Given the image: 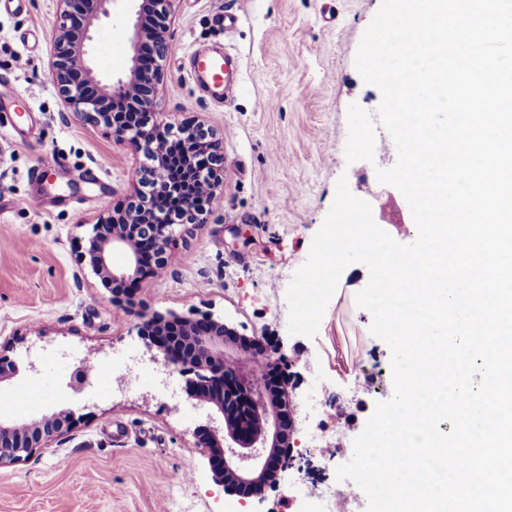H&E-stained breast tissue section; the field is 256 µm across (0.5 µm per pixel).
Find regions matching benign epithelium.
<instances>
[{"label": "benign epithelium", "mask_w": 512, "mask_h": 512, "mask_svg": "<svg viewBox=\"0 0 512 512\" xmlns=\"http://www.w3.org/2000/svg\"><path fill=\"white\" fill-rule=\"evenodd\" d=\"M56 2L59 23L54 29L47 73L63 106L74 116L109 130L116 142L134 152L150 151L152 140L161 136V124L147 128L117 123L111 103L122 99L130 111L148 119L154 115L157 91L163 83L159 61L168 51L165 34L174 0H129L134 8L132 66L116 80L98 75L87 48L92 29L110 15L116 0H92L90 9L86 0ZM148 15L155 22L152 31L145 26ZM180 133L211 147L219 162L213 183L219 187L224 171L222 139L202 123L184 127ZM202 209L203 204H198L190 220L179 226L169 223L165 213L151 212L149 205L143 204L128 209L123 221H112V232L103 237L101 228L108 221L104 217L94 225L82 262L97 276L112 282V303L124 307L125 300L117 287L141 273L150 255L158 259L168 256L178 232L189 233L192 226L203 223ZM116 250L128 256L122 268L112 266L111 256ZM135 318L137 335L145 340L148 350L155 349L162 355L166 374L184 377L196 399L217 413L209 416L206 435L196 444L207 456L214 482L243 501L276 483L278 472L293 460V442L285 424L295 407L286 387V374L278 377L273 391L257 382V373L246 369L250 357L243 351L235 355L228 351L235 329L211 313L193 319L143 309L135 312ZM91 380L89 361L83 359L76 363L66 382L67 392L79 394ZM69 414L60 409L21 422L0 420V463L20 460L59 436L62 428L55 424L68 421Z\"/></svg>", "instance_id": "7a95c632"}]
</instances>
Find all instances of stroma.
I'll use <instances>...</instances> for the list:
<instances>
[{
    "mask_svg": "<svg viewBox=\"0 0 512 512\" xmlns=\"http://www.w3.org/2000/svg\"><path fill=\"white\" fill-rule=\"evenodd\" d=\"M381 0H175L158 111L178 128L206 123L223 137L224 179L205 219L176 241L175 269L130 280L132 303L112 304V286L80 261L102 216L125 207L141 158L105 129L67 116L47 79L56 0H0V357L36 371L0 387V418L66 409L63 433L22 460L0 464V512H292L288 489L334 488L335 471L377 402L393 396L391 350L356 303L365 265L341 273L314 336L288 332L286 290L308 258L339 178L367 200L375 223L396 241L416 239L410 207L377 169L397 153L380 125L381 92L355 67L362 35ZM240 24L225 41L218 15ZM130 5L119 0L88 44L95 70L120 77L131 66ZM237 57L232 93L213 99L189 71L199 48ZM25 66H18V59ZM147 307L184 317L209 312L265 357L292 361L295 404L315 383L344 413L319 446L315 420L295 415V468L240 501L216 485L196 446L208 409L179 375H161L133 329ZM41 327L34 335L32 327ZM92 357L98 374L75 400L66 379ZM379 371L365 379L363 362Z\"/></svg>",
    "mask_w": 512,
    "mask_h": 512,
    "instance_id": "35a3bbf8",
    "label": "stroma"
}]
</instances>
